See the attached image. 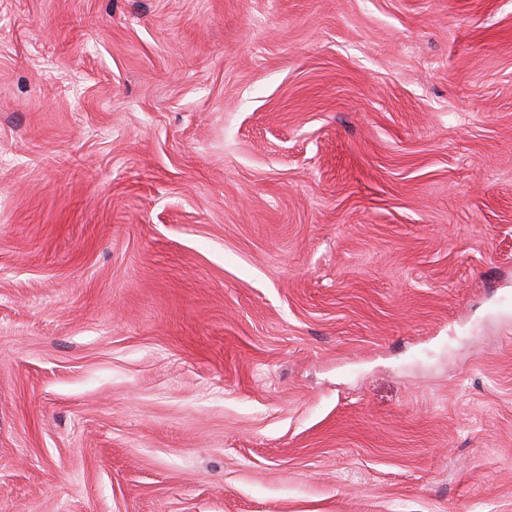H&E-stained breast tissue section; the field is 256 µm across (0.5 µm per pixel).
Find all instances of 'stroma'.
<instances>
[{"instance_id": "obj_1", "label": "stroma", "mask_w": 512, "mask_h": 512, "mask_svg": "<svg viewBox=\"0 0 512 512\" xmlns=\"http://www.w3.org/2000/svg\"><path fill=\"white\" fill-rule=\"evenodd\" d=\"M0 512H512V0H0Z\"/></svg>"}]
</instances>
